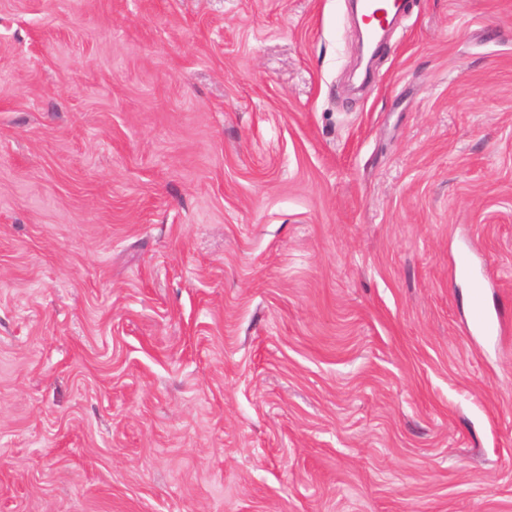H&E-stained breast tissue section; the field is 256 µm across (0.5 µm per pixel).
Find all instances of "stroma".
I'll list each match as a JSON object with an SVG mask.
<instances>
[{"instance_id":"1","label":"stroma","mask_w":512,"mask_h":512,"mask_svg":"<svg viewBox=\"0 0 512 512\" xmlns=\"http://www.w3.org/2000/svg\"><path fill=\"white\" fill-rule=\"evenodd\" d=\"M359 60L349 0H0V512H512V0Z\"/></svg>"}]
</instances>
